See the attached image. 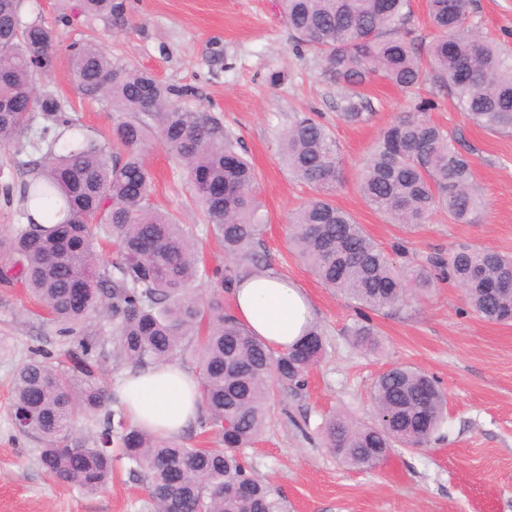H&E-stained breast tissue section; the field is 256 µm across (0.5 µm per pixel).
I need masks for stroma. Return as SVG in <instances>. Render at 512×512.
Wrapping results in <instances>:
<instances>
[{
    "instance_id": "stroma-1",
    "label": "stroma",
    "mask_w": 512,
    "mask_h": 512,
    "mask_svg": "<svg viewBox=\"0 0 512 512\" xmlns=\"http://www.w3.org/2000/svg\"><path fill=\"white\" fill-rule=\"evenodd\" d=\"M77 0H23L24 18L41 17L60 49L50 84L70 105L81 133L109 138L113 112L76 82L67 47L94 42L125 63L187 89L184 109L213 118L244 149L257 173L256 195L264 230L259 250L266 271L288 277L308 295L323 333V353L303 385H277L258 442L246 450L255 476L285 498L288 512H512V322L490 323L467 305L461 288L436 280L411 305L364 312L325 288L292 252V212L309 201L308 185L283 166L280 143L294 118L308 114L335 140L346 165L336 204L397 263L423 264L461 245L512 255V134L472 125L450 92L427 84L432 119L471 158L477 188L487 202L471 223L438 208L425 224L406 228L373 211L357 187V174L382 130L409 111L412 94L383 81L364 89L369 121L340 116L347 93L322 62L296 51L277 0H128L121 23L77 14ZM471 22L512 49V0H469ZM281 82L270 83L271 73ZM157 177L154 200L191 225L207 268L226 267L224 250L188 201L184 180L160 136L147 143ZM23 173L14 149L0 145V235L22 206ZM370 325L373 351L354 344L355 327ZM21 284H0V512H152L141 482L125 463L115 465L111 487L88 494L52 480L38 462L40 441L20 432L11 410L15 371L33 357L55 362L71 349ZM405 364L433 376L447 396V416L422 448L396 447L377 467L343 466L325 447L320 429L335 412L368 423L377 376Z\"/></svg>"
}]
</instances>
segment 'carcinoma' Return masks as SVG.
<instances>
[{
    "label": "carcinoma",
    "instance_id": "carcinoma-1",
    "mask_svg": "<svg viewBox=\"0 0 512 512\" xmlns=\"http://www.w3.org/2000/svg\"><path fill=\"white\" fill-rule=\"evenodd\" d=\"M81 13L110 19L126 0H80ZM296 38L349 86L343 118L366 122L369 101L360 89L374 79L404 92L428 80L450 91L479 127L512 133V54L468 22V0H427L436 38L416 42L407 28L410 0H277ZM57 37L40 19L25 21L20 0H0V143L14 147L30 172L23 199L41 204L44 229L28 209L11 235L0 238V282L20 283L57 331L78 338L70 365L41 359L14 378L13 413L31 420L24 433L43 443L39 463L62 484L98 493L124 460L145 483L154 512H286L277 489L255 477L243 448L261 435L275 384L301 385L322 354L311 327L295 347L275 354L215 300L203 304L192 285L205 274L191 230L153 203L154 174L144 145L158 130L174 166L185 176L211 234L238 264L259 266L263 230L255 197L257 175L233 138L202 112L177 99L187 91L152 73L124 65L94 43L70 46V66L81 88L112 107L111 137L102 143L64 138L77 125L67 104L37 81L54 68ZM433 101L381 134L358 175L359 191L376 212L396 224H421L437 207L468 223L484 207L469 157L430 116ZM39 127L38 135L33 128ZM288 171L316 197L293 213L288 235L297 255L337 295L379 311L406 303L431 287L423 266L403 267L333 201L342 180L336 142L314 118L296 119L284 134ZM112 238L118 261L100 262L93 228ZM430 266L460 287L470 306L491 322L512 319V257L462 246ZM237 269L212 271L214 292L231 288ZM112 309V335L101 337L93 316ZM355 342L376 348L372 329H355ZM133 371L191 358L199 378L200 425L220 437V448L185 446L135 427L122 410H109L96 362L105 345ZM375 422L356 424L340 414L321 427L341 463L368 470L397 445H426L444 421L446 397L435 380L412 367L383 372L372 391ZM79 418L97 421L92 443L69 450Z\"/></svg>",
    "mask_w": 512,
    "mask_h": 512
}]
</instances>
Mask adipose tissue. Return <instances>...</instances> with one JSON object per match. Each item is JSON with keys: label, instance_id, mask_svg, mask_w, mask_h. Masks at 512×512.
Segmentation results:
<instances>
[{"label": "adipose tissue", "instance_id": "adipose-tissue-1", "mask_svg": "<svg viewBox=\"0 0 512 512\" xmlns=\"http://www.w3.org/2000/svg\"><path fill=\"white\" fill-rule=\"evenodd\" d=\"M230 293L234 316L271 349L288 350L313 323L306 293L287 277L244 273ZM118 392L130 419L163 438L180 437L199 416L198 379L177 364L127 373Z\"/></svg>", "mask_w": 512, "mask_h": 512}]
</instances>
